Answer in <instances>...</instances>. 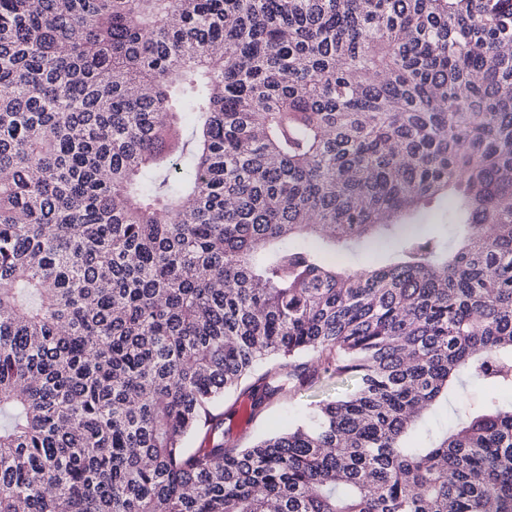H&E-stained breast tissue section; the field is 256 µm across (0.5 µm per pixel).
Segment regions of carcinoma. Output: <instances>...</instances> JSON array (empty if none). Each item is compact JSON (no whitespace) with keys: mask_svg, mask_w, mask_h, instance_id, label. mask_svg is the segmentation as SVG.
<instances>
[{"mask_svg":"<svg viewBox=\"0 0 512 512\" xmlns=\"http://www.w3.org/2000/svg\"><path fill=\"white\" fill-rule=\"evenodd\" d=\"M509 200L512 0H0V512H512ZM340 382L336 383V378L324 377L316 383L311 389L303 391L288 400L273 401L266 411L253 420H246L245 417L237 414L224 420V433L230 435L231 441L237 443L239 447H247L262 434L275 430L276 425L285 418H296L305 412L311 403L330 398L341 392Z\"/></svg>","mask_w":512,"mask_h":512,"instance_id":"obj_1","label":"carcinoma"}]
</instances>
